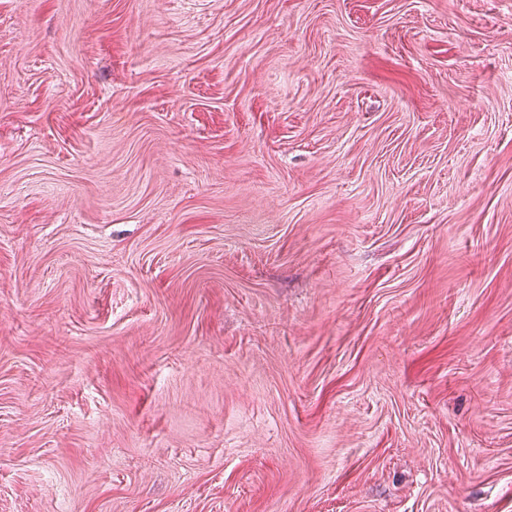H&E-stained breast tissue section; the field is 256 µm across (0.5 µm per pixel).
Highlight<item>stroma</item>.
Instances as JSON below:
<instances>
[{
	"mask_svg": "<svg viewBox=\"0 0 512 512\" xmlns=\"http://www.w3.org/2000/svg\"><path fill=\"white\" fill-rule=\"evenodd\" d=\"M0 512H512V0H0Z\"/></svg>",
	"mask_w": 512,
	"mask_h": 512,
	"instance_id": "obj_1",
	"label": "stroma"
}]
</instances>
